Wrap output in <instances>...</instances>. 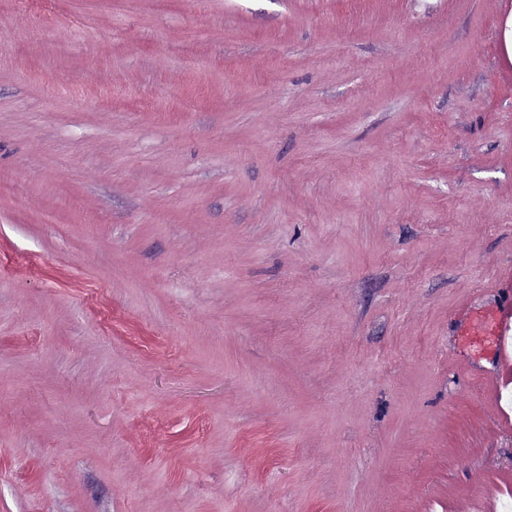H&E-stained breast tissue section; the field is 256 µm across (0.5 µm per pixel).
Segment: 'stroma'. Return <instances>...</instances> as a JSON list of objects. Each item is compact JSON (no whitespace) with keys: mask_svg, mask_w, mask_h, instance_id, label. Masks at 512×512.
I'll list each match as a JSON object with an SVG mask.
<instances>
[{"mask_svg":"<svg viewBox=\"0 0 512 512\" xmlns=\"http://www.w3.org/2000/svg\"><path fill=\"white\" fill-rule=\"evenodd\" d=\"M507 266L512 0H0V512H466ZM475 313L476 319L469 322H460L456 336L473 347L478 352L490 351L493 362L496 363L492 371H480L477 378L486 381L491 396L494 398L503 379L511 378L510 352L504 347V337L512 333V297H507L493 307ZM480 330L483 336L475 339L473 330Z\"/></svg>","mask_w":512,"mask_h":512,"instance_id":"1","label":"stroma"}]
</instances>
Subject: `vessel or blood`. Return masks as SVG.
Returning <instances> with one entry per match:
<instances>
[{"label":"vessel or blood","instance_id":"obj_1","mask_svg":"<svg viewBox=\"0 0 512 512\" xmlns=\"http://www.w3.org/2000/svg\"><path fill=\"white\" fill-rule=\"evenodd\" d=\"M512 334V297L493 307L477 312L474 320L461 323L458 335L476 351H490L493 370L478 372L479 380L488 384L490 393H497L505 377L512 375V352L504 347L505 336Z\"/></svg>","mask_w":512,"mask_h":512}]
</instances>
